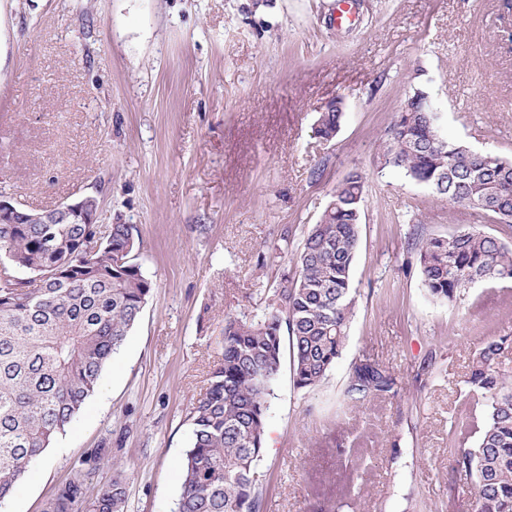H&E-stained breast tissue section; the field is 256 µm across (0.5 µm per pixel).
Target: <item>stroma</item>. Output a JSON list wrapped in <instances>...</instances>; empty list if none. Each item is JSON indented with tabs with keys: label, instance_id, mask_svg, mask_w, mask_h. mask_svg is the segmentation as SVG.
<instances>
[{
	"label": "stroma",
	"instance_id": "35a3bbf8",
	"mask_svg": "<svg viewBox=\"0 0 512 512\" xmlns=\"http://www.w3.org/2000/svg\"><path fill=\"white\" fill-rule=\"evenodd\" d=\"M0 0V193L43 210L97 197L136 225L150 299L97 390L0 512H42L80 461L95 496L114 470L126 512H173L190 411L224 352V319L262 316L334 190L365 179L341 356L296 388L283 361L255 469L264 512H473L448 435L482 340L512 335V283L431 299L413 243L512 227L379 161L393 115L424 88L443 137L512 160V0ZM342 98L336 138L315 136ZM287 236L288 249L268 251ZM394 393L360 406L354 366ZM395 379L380 364L365 362L354 367L344 395L352 406H357L369 396L394 393Z\"/></svg>",
	"mask_w": 512,
	"mask_h": 512
}]
</instances>
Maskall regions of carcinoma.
<instances>
[{
  "label": "carcinoma",
  "instance_id": "carcinoma-1",
  "mask_svg": "<svg viewBox=\"0 0 512 512\" xmlns=\"http://www.w3.org/2000/svg\"><path fill=\"white\" fill-rule=\"evenodd\" d=\"M344 116L341 100L315 121L330 141ZM384 165L440 198L497 224H512V160L444 139L428 92L416 88L393 116L382 144ZM364 177L348 173L303 238L298 274L283 276L257 320L229 316L224 354L191 411L192 440L182 464L174 512H260L255 466L263 453L268 398L289 340L294 382L312 388L342 353L357 302L353 268L360 241ZM0 223V501L95 391L150 298L138 263L134 224ZM101 240L94 252L84 241ZM422 285L452 302L472 283L512 282V245L462 230L416 243ZM121 255L116 264L113 256ZM512 338L491 337L475 352L468 414L452 431V470L469 478L475 512H512V376L500 357ZM383 366L354 367L344 395L356 406L394 392ZM472 439L458 445L455 434ZM126 481L117 475L87 498L82 473L58 488L43 512H124Z\"/></svg>",
  "mask_w": 512,
  "mask_h": 512
}]
</instances>
